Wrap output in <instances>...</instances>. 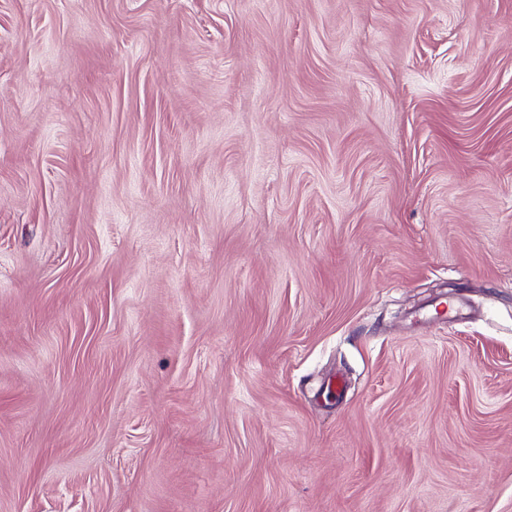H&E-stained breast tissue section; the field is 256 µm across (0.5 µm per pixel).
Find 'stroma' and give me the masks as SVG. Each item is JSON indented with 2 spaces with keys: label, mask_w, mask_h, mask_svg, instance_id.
Masks as SVG:
<instances>
[{
  "label": "stroma",
  "mask_w": 512,
  "mask_h": 512,
  "mask_svg": "<svg viewBox=\"0 0 512 512\" xmlns=\"http://www.w3.org/2000/svg\"><path fill=\"white\" fill-rule=\"evenodd\" d=\"M0 512H512V0H0Z\"/></svg>",
  "instance_id": "stroma-1"
}]
</instances>
